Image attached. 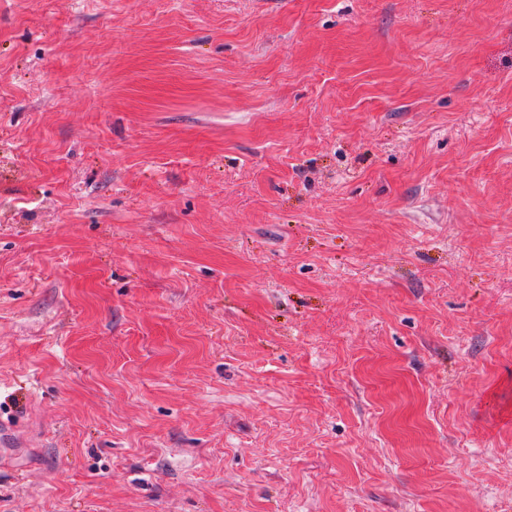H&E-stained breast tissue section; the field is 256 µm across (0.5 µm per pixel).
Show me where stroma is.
Masks as SVG:
<instances>
[{"mask_svg": "<svg viewBox=\"0 0 512 512\" xmlns=\"http://www.w3.org/2000/svg\"><path fill=\"white\" fill-rule=\"evenodd\" d=\"M0 512H512V0H0Z\"/></svg>", "mask_w": 512, "mask_h": 512, "instance_id": "1", "label": "stroma"}]
</instances>
